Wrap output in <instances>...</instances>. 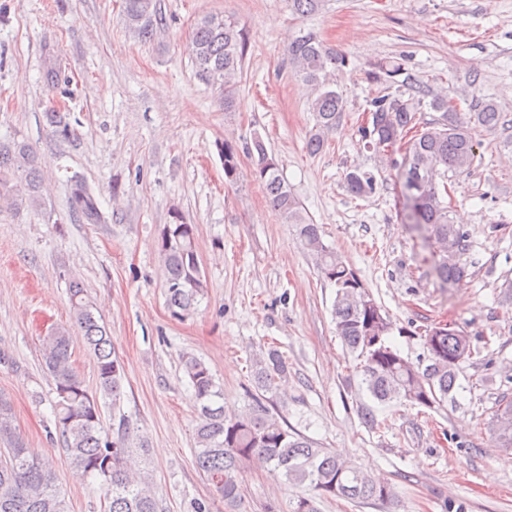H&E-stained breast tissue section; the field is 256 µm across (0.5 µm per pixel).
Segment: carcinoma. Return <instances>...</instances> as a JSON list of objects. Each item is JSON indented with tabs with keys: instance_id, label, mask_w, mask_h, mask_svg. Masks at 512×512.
Instances as JSON below:
<instances>
[{
	"instance_id": "cac0c4a2",
	"label": "carcinoma",
	"mask_w": 512,
	"mask_h": 512,
	"mask_svg": "<svg viewBox=\"0 0 512 512\" xmlns=\"http://www.w3.org/2000/svg\"><path fill=\"white\" fill-rule=\"evenodd\" d=\"M127 30L137 40L151 41L164 26L158 0H122ZM192 55L197 72L214 90L224 111L233 107L234 79L248 49L245 30L224 16L205 15L191 33ZM288 58L297 77L313 92L310 105L315 132L307 148L322 150L326 134L343 112L340 95L330 89L331 73L345 66L346 59L309 31L288 46ZM369 120L361 129L363 147L389 152L405 147L404 166L417 173L414 189L404 193L409 203L408 223L434 247L433 268L444 284L468 276L460 257L468 249L464 228L450 217L448 173L469 170L475 157L470 122L448 110V98L437 96L430 106L440 119L425 124L408 136L415 121V108L387 95L371 101ZM473 122L494 128L499 112L486 103L471 115ZM252 175L266 193L271 206L296 226L297 234L315 260L322 277L334 284L333 316L336 334L345 347L363 361V382L381 404L406 400L431 408L448 398L456 386L458 363L472 356L470 337L454 326L434 324L420 332L427 351L423 367L401 356L388 342L393 325L366 290L356 271L323 244L320 227L310 222L297 198L279 173V162L258 136L253 141ZM224 175L237 179L234 148L224 144ZM348 191L364 196L375 190V176L355 169L345 175ZM42 172L38 156L25 143L0 142V203L16 213L40 205ZM70 212L81 224H104L106 218L86 182L72 180ZM194 224L176 220L165 225L161 258L165 269L168 305L190 311L202 288L203 276L196 250ZM72 328H58L46 337L43 362L55 385V427L70 464L100 480L105 489L104 512H159V502L148 479L135 470L144 456L142 443L133 442L127 416L107 433L101 426V400L112 399V412L120 410L124 368L101 318L93 311L86 289L79 281L69 288ZM77 333L93 357L97 389L89 390L71 362V333ZM183 371L193 389L199 413L194 456L197 468L224 499L225 512H238L241 474L253 459L263 460L275 478L304 488L293 512H318L316 502L341 497L360 502H385L394 497L391 484L348 464L332 451L298 433H290L280 412L268 407L266 394L287 377L288 360L277 349L254 360L255 393L241 413L224 414V391L209 368L199 359H184ZM497 443L512 449V397L498 401L490 422ZM0 512H68L65 497L56 485L52 462L29 454L14 424L11 400L0 394Z\"/></svg>"
}]
</instances>
